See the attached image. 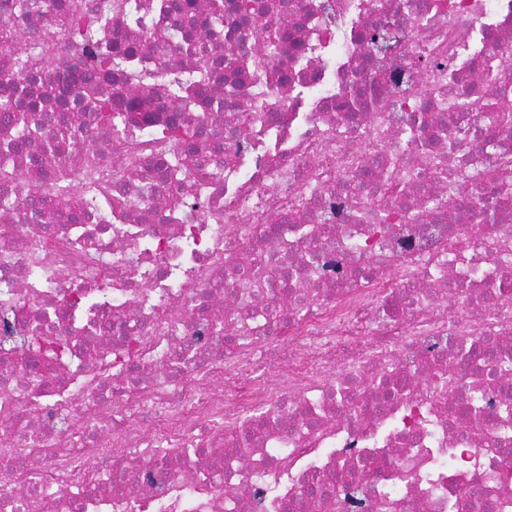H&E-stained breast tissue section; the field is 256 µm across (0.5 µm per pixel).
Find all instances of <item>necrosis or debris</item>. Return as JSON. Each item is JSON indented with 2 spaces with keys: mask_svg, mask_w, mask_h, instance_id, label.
<instances>
[{
  "mask_svg": "<svg viewBox=\"0 0 512 512\" xmlns=\"http://www.w3.org/2000/svg\"><path fill=\"white\" fill-rule=\"evenodd\" d=\"M20 1L0 0V32L36 31L18 51L53 50L56 90L13 161L52 155L81 221L0 211V512H512V373L479 362L512 361V197L456 206L512 158L484 110L512 99L486 82L512 57V0H253L246 25L224 0L218 27L207 0H176L214 62L204 79L156 0H84L139 54L140 87L69 82L90 61L52 0ZM268 19L287 39L269 71L242 69ZM173 76L198 84L203 128L179 182L164 173ZM354 83L365 104L348 115ZM104 86L118 107L149 102L124 131L86 108ZM64 99L85 105L78 131ZM87 146L94 170H72ZM380 207L387 223H355ZM254 293L271 309L260 333ZM35 329L80 372L31 357ZM312 478L329 495H306Z\"/></svg>",
  "mask_w": 512,
  "mask_h": 512,
  "instance_id": "obj_1",
  "label": "necrosis or debris"
}]
</instances>
